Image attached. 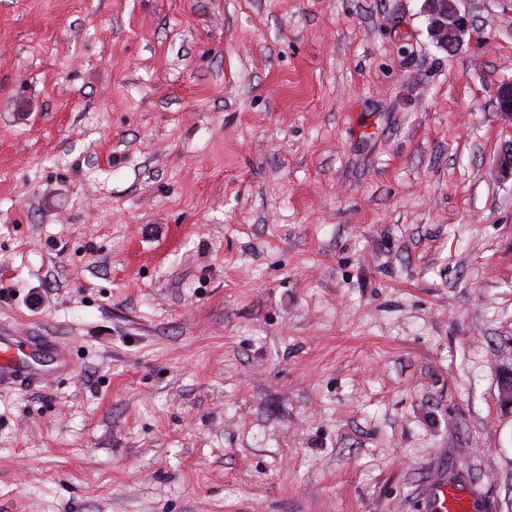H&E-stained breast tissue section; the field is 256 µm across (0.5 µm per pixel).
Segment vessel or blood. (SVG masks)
<instances>
[{"mask_svg": "<svg viewBox=\"0 0 512 512\" xmlns=\"http://www.w3.org/2000/svg\"><path fill=\"white\" fill-rule=\"evenodd\" d=\"M50 360L57 367L65 368L70 360L57 348L53 337L27 336L12 330H0V386L15 384L32 385L47 378L43 360ZM466 499L452 491L434 495L431 512H469Z\"/></svg>", "mask_w": 512, "mask_h": 512, "instance_id": "vessel-or-blood-1", "label": "vessel or blood"}]
</instances>
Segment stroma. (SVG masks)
<instances>
[{"mask_svg":"<svg viewBox=\"0 0 512 512\" xmlns=\"http://www.w3.org/2000/svg\"><path fill=\"white\" fill-rule=\"evenodd\" d=\"M0 0V512H512V0ZM424 5L433 42L446 52H454L469 29V19L460 14L453 0H425ZM67 368L70 360L57 348L51 336H26L21 332L0 330V386L32 385L51 376L35 356ZM441 495L438 493L432 498L431 512H468L470 511L469 502L463 497L458 496L453 491L440 490Z\"/></svg>","mask_w":512,"mask_h":512,"instance_id":"35a3bbf8","label":"stroma"}]
</instances>
